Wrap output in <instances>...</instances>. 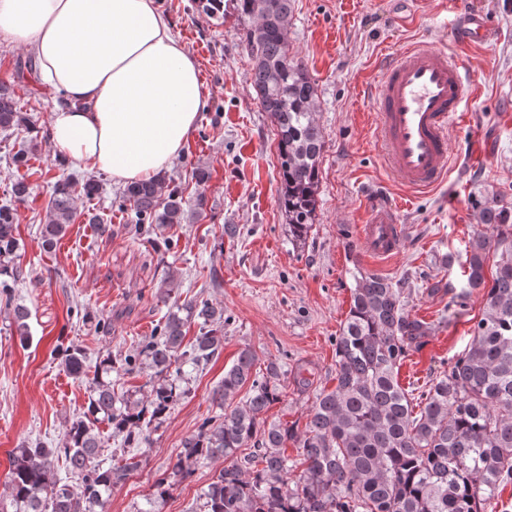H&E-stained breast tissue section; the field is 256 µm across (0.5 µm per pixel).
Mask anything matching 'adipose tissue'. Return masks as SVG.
Segmentation results:
<instances>
[{
    "instance_id": "ef3b65f1",
    "label": "adipose tissue",
    "mask_w": 512,
    "mask_h": 512,
    "mask_svg": "<svg viewBox=\"0 0 512 512\" xmlns=\"http://www.w3.org/2000/svg\"><path fill=\"white\" fill-rule=\"evenodd\" d=\"M0 36L63 97L49 125L59 158L127 184L180 155L205 90L154 0H0Z\"/></svg>"
}]
</instances>
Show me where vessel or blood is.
Instances as JSON below:
<instances>
[{"label": "vessel or blood", "instance_id": "obj_1", "mask_svg": "<svg viewBox=\"0 0 512 512\" xmlns=\"http://www.w3.org/2000/svg\"><path fill=\"white\" fill-rule=\"evenodd\" d=\"M455 37L461 43L485 41V12L457 5ZM466 90L460 65L445 50L427 43L389 56L374 92L375 135L386 166L410 189L426 191L450 173L448 144L461 119ZM368 220L360 238L373 256L387 258L399 247L404 228L395 204L384 194L368 195Z\"/></svg>", "mask_w": 512, "mask_h": 512}]
</instances>
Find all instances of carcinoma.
Returning a JSON list of instances; mask_svg holds the SVG:
<instances>
[{
	"instance_id": "1",
	"label": "carcinoma",
	"mask_w": 512,
	"mask_h": 512,
	"mask_svg": "<svg viewBox=\"0 0 512 512\" xmlns=\"http://www.w3.org/2000/svg\"><path fill=\"white\" fill-rule=\"evenodd\" d=\"M294 2L234 0V9L253 62L251 87L275 127L280 207L298 243L315 221L325 141L316 120L315 81L288 44ZM27 121L14 93L0 84V130ZM163 181L158 176L123 189L135 233L144 224H183L201 216L202 196L191 200L177 186L164 194ZM99 189L92 177L78 187L68 177L56 181L41 227L46 245L73 223L75 194L90 199ZM475 207L486 231L470 242L463 279L434 285L457 287L461 296L477 290L483 297L470 340L448 371L426 387L400 384L402 361L426 345L436 325L405 311L400 283L355 266L349 270L350 308L336 336V386L316 391L303 431L266 417L283 396L287 363L270 358L260 368L256 352L245 347L213 390L220 413L183 440L138 512H160L166 497L205 460L221 468L190 512H489L512 481V209L494 195ZM16 231L15 210L1 205L0 295L13 307L16 333L26 342L30 312L12 305V289L22 277L13 264ZM175 288L171 279L159 286L160 298L171 303L159 329L124 358L99 362L106 374L153 369L158 380L145 398L134 400L93 378L84 416L71 422L58 446L36 443L10 454L9 498L0 500V512H104L112 489L140 469L142 456L128 449L150 444L152 432L188 393L185 369L207 365L224 347V309L204 299L182 302ZM191 323L199 329L188 342ZM58 354L67 373L86 376L83 349L68 346ZM246 385L245 399L235 401ZM103 423L119 443L110 463L101 458ZM290 443L294 457L286 452ZM55 459L64 466L62 477L54 472Z\"/></svg>"
}]
</instances>
